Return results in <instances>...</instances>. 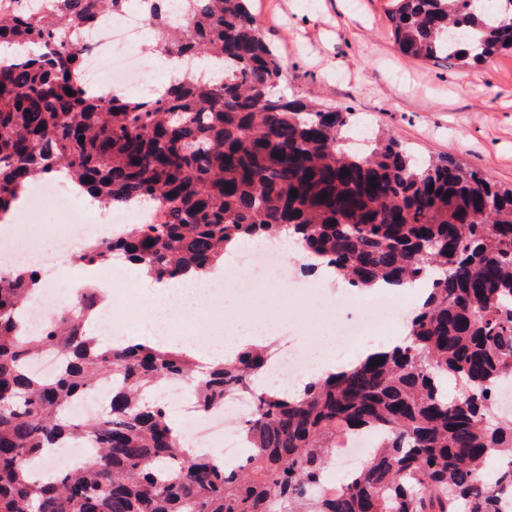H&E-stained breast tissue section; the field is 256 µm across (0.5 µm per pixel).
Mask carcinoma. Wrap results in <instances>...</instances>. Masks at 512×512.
Here are the masks:
<instances>
[{
    "label": "carcinoma",
    "instance_id": "obj_1",
    "mask_svg": "<svg viewBox=\"0 0 512 512\" xmlns=\"http://www.w3.org/2000/svg\"><path fill=\"white\" fill-rule=\"evenodd\" d=\"M512 0H392L400 51L480 64L512 52ZM0 12V215L59 170L114 209L152 201L156 218L95 241L81 260L115 256L158 283L224 268L230 244L297 236L351 288L425 277L427 296L407 344L311 382L300 400L254 390L262 351L203 366L189 350L138 342L99 346L86 322L99 303L84 289L46 331L28 335L20 312L39 276L0 271V512H500L512 495V416L493 394L512 380V188L452 157L417 160L391 135L361 151L345 141L352 113L282 89L283 67L247 0H145L163 60L217 61L219 76L170 80L158 94L94 96L78 81L84 48L64 36L94 29L128 0H46ZM73 95H68V92ZM297 197H291V192ZM43 348L66 356L51 378L29 370ZM109 377L120 381L98 417L66 405ZM192 381L199 411L234 392L254 405L241 427L250 448L224 467L188 457L172 419L143 394L167 378ZM385 434L375 455L319 491L336 437ZM90 439L95 465L50 480L29 468L43 449Z\"/></svg>",
    "mask_w": 512,
    "mask_h": 512
}]
</instances>
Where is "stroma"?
Wrapping results in <instances>:
<instances>
[{"mask_svg":"<svg viewBox=\"0 0 512 512\" xmlns=\"http://www.w3.org/2000/svg\"><path fill=\"white\" fill-rule=\"evenodd\" d=\"M387 8L388 0H252L280 52L287 90L349 110L420 156H449L498 186H512V54L466 67L414 59L395 44ZM22 231L50 252L69 227L46 203ZM286 265L288 280L262 283L248 302L227 292L217 310L175 322L174 335L278 318L299 337L315 331L316 341L335 354L328 321L295 298V285L307 274L298 260Z\"/></svg>","mask_w":512,"mask_h":512,"instance_id":"1","label":"stroma"}]
</instances>
